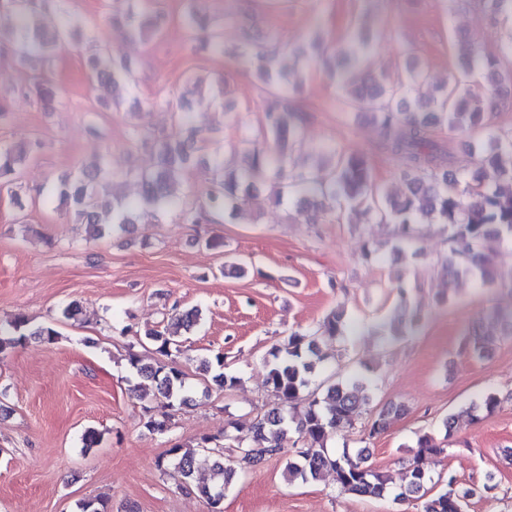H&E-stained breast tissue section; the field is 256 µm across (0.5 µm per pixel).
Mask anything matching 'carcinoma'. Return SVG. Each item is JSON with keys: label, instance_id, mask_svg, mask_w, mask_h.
Here are the masks:
<instances>
[{"label": "carcinoma", "instance_id": "carcinoma-1", "mask_svg": "<svg viewBox=\"0 0 512 512\" xmlns=\"http://www.w3.org/2000/svg\"><path fill=\"white\" fill-rule=\"evenodd\" d=\"M200 0H189L185 15L187 23L200 29L193 50L197 54L221 56L228 54L238 63L255 68L261 82V92L267 95L264 109L263 140L250 136L240 142V150L251 158L255 174H267L277 184V199L285 196L324 197L338 208L329 212L330 220L342 221L353 216L376 219L397 226L396 238L410 241L414 225L427 221L448 225L450 230L448 276L470 274L487 287L497 286L494 271L488 264L481 242L493 236L512 239V131L497 132L484 122L485 101L494 97L498 84L512 81V68L502 67L498 58H488L479 51L462 48L463 68L448 85L437 90L426 108H421L418 91L425 81L424 69L414 56L408 57L405 79L390 84L383 77H366L361 58L370 49L369 40L357 34V42L342 51V62L329 71V76L345 92L344 104L370 114L381 134V146L400 163L403 192L394 201L384 194L369 159L362 153H335L324 162L310 168L294 170L287 160H275L268 142L278 143L286 135L297 137L299 109L288 95L297 91L301 71L285 72L279 67L277 54L245 39L236 47L224 50L222 26L205 21L198 8ZM60 0H0V12L7 10L17 25L12 35L0 41V55L7 56L18 66L32 70L30 79L10 93L31 98L37 104L56 102L52 89L49 65L66 47L80 41L88 22L67 17L60 27L47 35L41 28V18L59 10ZM166 12L150 13L130 9L112 16L111 26L120 29L126 41L149 44L159 40L168 23ZM92 101L98 112H117L119 94L133 84V73L119 47L110 41L97 42L95 50L84 59ZM193 75L185 77L183 85L166 93L160 105L177 114L175 128L168 133H154L145 125L133 128L130 144L135 149L150 151L156 158L152 170L126 172L125 177L137 180L142 188L141 206L160 213L165 208L178 212L182 224H211L228 209L237 210L250 195L253 185L230 161L220 157L209 160L202 168L201 188L183 183V171L189 166L196 145L206 141L205 129L190 125L184 98ZM446 126L478 141L477 163L481 174L470 179L448 170L452 160L449 149L438 143L433 132ZM43 147L34 137L20 144H0V194L5 192L19 198L17 172L20 165ZM100 170L81 171L72 178L60 181L59 197L77 208L82 223L93 227V236L101 235L99 225L105 223L99 211V192L94 187ZM136 206L112 198L111 224H131ZM395 302L386 322L393 338H400L421 320L412 301V286L400 278L393 285ZM201 311L186 309L169 318L160 330H149L147 339L156 351L167 358L182 354L181 330L199 323ZM58 336L50 325L33 327L29 321L16 316L0 323V354L23 346L30 339L52 343ZM343 336V314L336 312L305 333H291L282 347L267 362V384L279 400V406L255 418L249 436L224 434V439L236 443V460H224V448L208 447L211 438L202 437L192 446L179 445L169 449L170 460L185 486L191 484L197 457H213L214 482L200 487L213 512H222L224 490L239 473L253 469L268 459L292 453L288 461L289 480L308 481L323 471H331L341 489L359 496L377 499L390 497L393 501L421 502L422 512H463L466 501L492 486H472L458 489L455 478L448 476L446 490L430 494L434 478L422 467L427 454L443 452V448L428 434L417 437V452L406 467L403 484L393 491L388 476L368 465L369 448L364 443L385 432L390 423L406 413L402 403H392L371 421L361 446H343L340 453L327 447L336 430L350 427L367 411L370 396L364 391V380L357 374L330 384L323 394L312 392L299 414L285 411L300 399V393L310 385L314 372L313 357L318 343L324 338ZM495 339L473 331L469 349L478 355L489 352ZM129 365L135 374L155 383L158 402L142 406L144 425L158 433L168 431L172 411L189 405L185 374L175 363L142 362L129 354ZM224 366V354L214 359L204 358L199 369L211 375L220 388L231 389L238 382L235 376L212 372V365ZM297 435L301 447L289 450L283 441L289 433Z\"/></svg>", "mask_w": 512, "mask_h": 512}]
</instances>
